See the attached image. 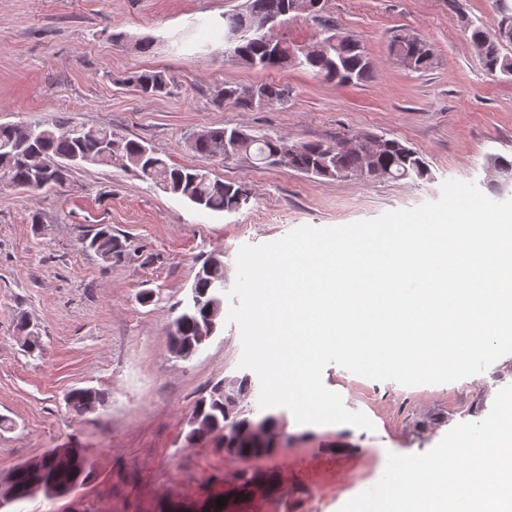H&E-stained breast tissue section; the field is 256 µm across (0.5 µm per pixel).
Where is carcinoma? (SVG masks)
<instances>
[{"instance_id": "1", "label": "carcinoma", "mask_w": 512, "mask_h": 512, "mask_svg": "<svg viewBox=\"0 0 512 512\" xmlns=\"http://www.w3.org/2000/svg\"><path fill=\"white\" fill-rule=\"evenodd\" d=\"M291 0H247L243 12L226 20L235 34L230 57L251 69L268 70L289 67L312 71L328 81L356 85L372 76V66L361 43L346 34L325 50L300 52L292 44L276 37L271 28H263L265 20L283 24L288 20ZM467 39L480 44L483 66L492 75L512 76V57L502 52L503 42L512 43V30L497 39L483 26L471 25ZM396 55L413 56L412 69L426 70L431 66V50L422 39L414 36L405 40L397 34L392 40ZM125 82L148 97L170 93L173 80L163 71L144 69L125 78ZM288 98V87L275 83L249 85L226 84L219 93L222 104H232L247 110L259 109L282 103ZM72 121L64 118L50 123L32 125L33 135L22 138L12 125H0V183L28 191L65 186L74 169L84 164L115 166L135 171L138 176L165 193L189 200L197 207L216 212L237 211L248 205L252 195L241 182H224L213 179L209 173L186 166L171 164L161 153L144 141L130 139L110 126L82 125L77 135L67 132ZM236 138L237 146L231 159L240 157L266 162L338 180L353 174L364 175L371 169L389 172L388 179H421L428 174V166L415 150L393 139L383 140V146L369 155L339 147V143L326 145L309 143L287 145L278 138L257 134L248 129L212 128L203 130L192 138L190 148L197 154L216 158L224 155V138ZM118 241L112 237V227L101 224L83 239V247L98 254L105 261H112V251ZM191 290L203 299L214 292L210 278L196 274ZM205 310H183L176 321L180 323L181 342L187 350L197 349V336L205 323ZM254 386L252 378L244 374L228 381L227 396L212 391L201 398L193 412L195 428L200 432H217L224 447V455L238 459H256L271 456L279 451L274 435L280 428L281 415L268 413L254 421L246 416L242 403ZM68 410L77 414L91 413L101 407L106 395L94 387H75ZM262 426L270 437L257 442L252 427ZM89 477L85 449H74L68 460L47 459L39 471L17 470L12 481L14 502L27 499L30 488L42 481H51L65 488Z\"/></svg>"}]
</instances>
